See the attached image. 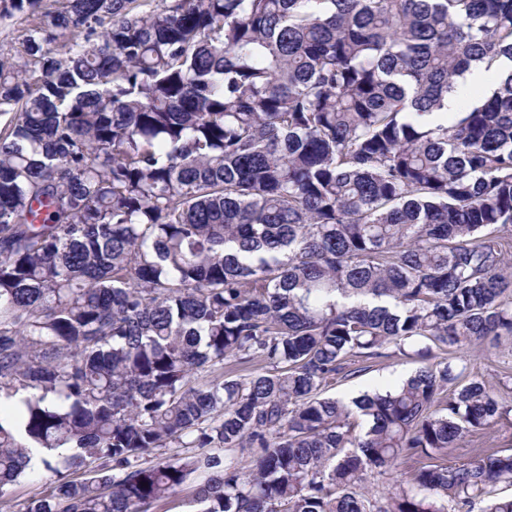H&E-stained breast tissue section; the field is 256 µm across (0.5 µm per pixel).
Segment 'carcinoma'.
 Listing matches in <instances>:
<instances>
[{
	"label": "carcinoma",
	"mask_w": 512,
	"mask_h": 512,
	"mask_svg": "<svg viewBox=\"0 0 512 512\" xmlns=\"http://www.w3.org/2000/svg\"><path fill=\"white\" fill-rule=\"evenodd\" d=\"M149 2L0 0V498L39 454L21 512H512V453L447 459L512 409L433 362L512 336V70L444 112L512 0ZM29 20L21 17L0 20V54L1 57L15 59L17 50L22 49ZM387 350L388 356L380 358H350L348 376L336 377L322 392L325 397L351 399L384 385H394L414 373L423 363L412 357H405Z\"/></svg>",
	"instance_id": "cac0c4a2"
}]
</instances>
